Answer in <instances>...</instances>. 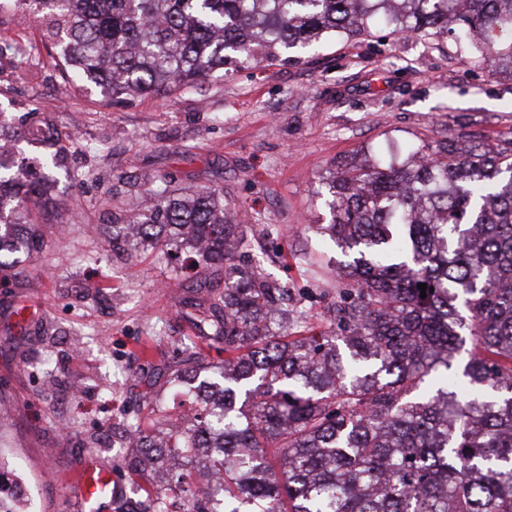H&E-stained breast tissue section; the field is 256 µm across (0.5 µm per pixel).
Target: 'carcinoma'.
I'll use <instances>...</instances> for the list:
<instances>
[{"label": "carcinoma", "instance_id": "cac0c4a2", "mask_svg": "<svg viewBox=\"0 0 512 512\" xmlns=\"http://www.w3.org/2000/svg\"><path fill=\"white\" fill-rule=\"evenodd\" d=\"M48 19L49 56L69 78L112 101L288 61L336 35L384 24L401 35L472 41L490 75L512 77V0H0ZM46 170L63 167L55 125L35 129ZM467 139L468 147L459 141ZM0 110V143L19 141ZM0 146V268L42 246L55 199ZM149 184L152 205L115 218L112 249L185 248L211 271L179 282L183 307L208 304L207 340L224 363L197 381V353L174 381L198 404L181 428L169 417L126 424L130 467L165 458L221 476L222 507L184 495L182 471L126 512H512V141L452 135L398 161L353 159L332 173L331 223L311 226L351 260L326 307V328L288 318L297 299L236 253L264 224H238L224 190ZM425 284L426 297L419 285ZM468 354L466 392L448 371ZM0 493V512H26V480Z\"/></svg>", "mask_w": 512, "mask_h": 512}]
</instances>
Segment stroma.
Here are the masks:
<instances>
[{
	"instance_id": "stroma-1",
	"label": "stroma",
	"mask_w": 512,
	"mask_h": 512,
	"mask_svg": "<svg viewBox=\"0 0 512 512\" xmlns=\"http://www.w3.org/2000/svg\"><path fill=\"white\" fill-rule=\"evenodd\" d=\"M5 40L32 53L0 59V108L19 121L52 116L67 148L42 251L0 274V407L9 416L0 446L27 476L38 512H72L73 479L90 456L116 485L104 512L135 497L121 446L127 418L147 402L173 406L183 339L204 362L222 358L207 345V324L181 314L168 256L113 251L103 227L115 205L146 204L144 188L163 173L184 192L223 186L238 223L278 227L250 253L292 293L312 292L303 308L316 326L336 299L341 253L309 227L330 221L326 182L337 165L361 149L373 158L462 130L512 140V79L489 76L445 35L377 26L165 101L124 104L63 77L47 56L46 23L28 12H0ZM92 272L94 290L84 286ZM23 308L36 314L25 331Z\"/></svg>"
}]
</instances>
